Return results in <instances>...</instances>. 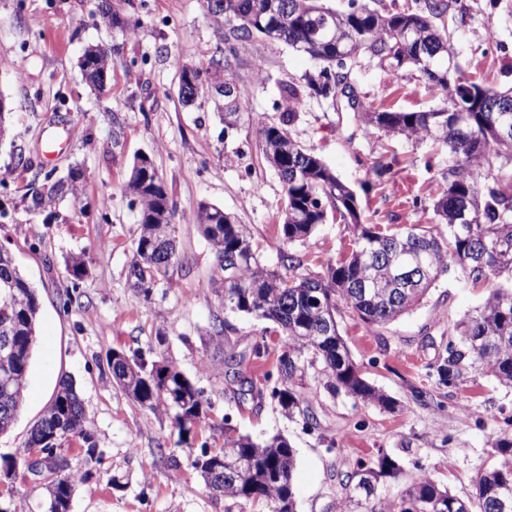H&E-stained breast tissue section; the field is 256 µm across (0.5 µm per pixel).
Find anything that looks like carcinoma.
<instances>
[{
  "label": "carcinoma",
  "instance_id": "carcinoma-1",
  "mask_svg": "<svg viewBox=\"0 0 512 512\" xmlns=\"http://www.w3.org/2000/svg\"><path fill=\"white\" fill-rule=\"evenodd\" d=\"M210 20L224 29V58L204 50L197 64L179 67V80L200 85L179 93L190 106L211 92L224 98V82L234 80L241 51H255L268 39L272 13L288 8V35L284 43L295 50L309 45L316 9L334 11L348 35L338 42L326 38L319 53L320 66L305 76V85L282 87L286 104L282 123L261 130L262 152L278 172L286 200L281 234L287 243L305 241L333 213L360 228L348 257L328 263L322 275L298 272L301 261L281 254L283 271L270 270L256 255L249 229L235 222L224 209L199 204L195 224L202 230L214 258L209 283L224 291V308L276 325L279 354L276 381L264 389L247 377L244 360L231 355L224 364L239 395L277 402L284 414L303 425L318 422L305 396L308 371L314 370L332 393L344 392L366 405L393 410L396 402L369 384L350 357L339 332L337 315L349 310L368 328L392 322L420 304L437 279L450 271L461 274L467 288L497 281L489 298L456 322L448 343L427 365L436 384L458 387L478 377H492L512 388V169L497 163L512 160V111L489 112L503 103L512 107V91L500 92L470 83L463 76L448 86L439 74L448 72L452 46L448 32L436 20L450 8L448 0H425L422 7L394 10L384 0L374 4L348 0L335 7L328 0H204ZM101 16L127 33L134 29L116 7L101 0ZM375 60L397 74L410 64L432 83L448 88L445 110L396 112L367 106L355 96V111L363 115L364 131H385L408 138L432 139L448 148L452 164L444 176L446 189L435 204L438 224L430 232L408 224L393 233L361 226L356 198L312 150L297 144L289 131L295 113L309 94L336 102L351 88L350 66L360 57ZM465 106L466 112L456 111ZM145 156L137 158L126 189L139 199L140 234L128 267L130 287L149 298L154 281L171 287L174 267L181 263L175 233L176 209L162 181ZM45 191L31 197L40 210L56 198L76 195L73 174L45 175ZM8 287L10 302L0 295V340L10 348L0 353V434L16 419L28 385L36 342L39 312L37 292L21 274L8 249L0 248V288ZM113 383L136 404L152 411L163 409L178 428L180 442L188 443L193 429L206 423L224 433V447L206 456L199 473L212 497L225 499V512L249 503L270 502L274 512H297L293 490L295 449L287 438L275 435L256 441L237 432L227 417L213 420L212 405L173 363L156 365L142 355L114 351L108 358ZM75 438L82 454L60 453L49 469L48 497L43 512H70L75 479L92 474L101 463L93 434L86 428L83 403L72 379L64 377L58 390L33 426L16 456L23 458L34 446L65 447ZM494 460L474 478L476 492L461 498L438 487L423 468L404 480L400 463L381 454L369 465L358 461L340 475L336 499L326 512H512V434L493 433Z\"/></svg>",
  "mask_w": 512,
  "mask_h": 512
}]
</instances>
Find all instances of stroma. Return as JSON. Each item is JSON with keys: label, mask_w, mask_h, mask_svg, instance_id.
Segmentation results:
<instances>
[{"label": "stroma", "mask_w": 512, "mask_h": 512, "mask_svg": "<svg viewBox=\"0 0 512 512\" xmlns=\"http://www.w3.org/2000/svg\"><path fill=\"white\" fill-rule=\"evenodd\" d=\"M100 0H0V97L11 109L0 136V246L37 290L36 345L21 411L0 435V456L14 454L39 420L61 377H71L83 400L87 428L103 450L93 477L76 481L71 512H224L191 465L189 453L219 448L220 432L199 426L190 445L164 414L138 406L113 386L107 366L112 350L168 358L211 402L213 417L229 416L240 432L261 438L279 433L296 450L293 485L299 512H323L335 497L338 476L356 461L389 454L406 474L424 468L453 494L466 496L490 456L489 439L501 421L489 407L512 416V390L481 378L458 388L437 387L426 375L456 321L482 304L493 285L464 288L458 274L441 276L423 303L399 320L370 329L350 312L338 317L352 359L375 387L396 400L394 410L364 405L312 382L311 409L319 426L304 430L272 400L240 402L224 392V353L246 355L249 377L263 383L275 357L250 359L255 340L273 332L270 322L228 314L208 282L214 255L194 223L199 203L224 208L246 225L268 268L280 251L293 253L304 272L323 273L348 256L352 224L328 219L306 243L281 236L284 193L266 162L260 132L282 122L280 89L303 84L316 64L288 45H260L263 64L242 55L235 79L246 112L232 130L213 103L183 106L178 63H194L200 49L223 58L224 43L202 0H120L137 29L112 30L100 17ZM447 29L456 61L467 78L499 91L512 88V0H457L437 22ZM498 50L482 46L486 26ZM120 44L110 93L93 94L77 61L91 44ZM362 100L388 111L443 108L439 85L412 67L391 76L360 58L352 72ZM314 149L357 197L362 222L391 230L404 224L432 227L434 204L446 187V147L399 134H365L357 113L305 97L289 127ZM150 157L177 207L175 235L183 265L173 286L144 299L128 284V261L139 235L138 208L124 190L135 155ZM392 166L384 181L368 178L377 162ZM74 172L78 196L30 211L32 192L50 170ZM107 208H100V199ZM86 271L72 279L73 256ZM75 288L65 305L61 294ZM224 319L223 345L208 336Z\"/></svg>", "instance_id": "35a3bbf8"}]
</instances>
